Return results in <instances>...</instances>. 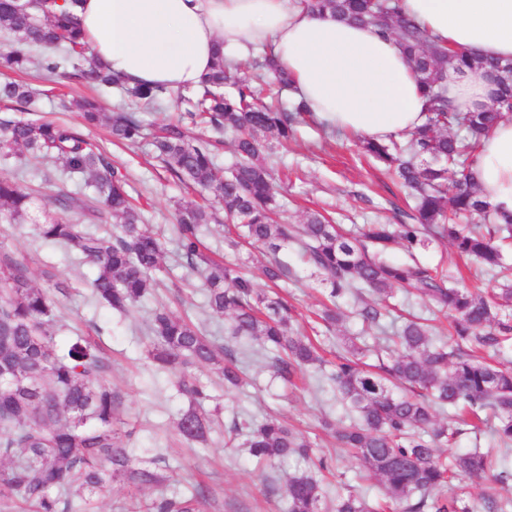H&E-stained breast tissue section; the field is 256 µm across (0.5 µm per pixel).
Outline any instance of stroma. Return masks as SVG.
Listing matches in <instances>:
<instances>
[{
    "mask_svg": "<svg viewBox=\"0 0 512 512\" xmlns=\"http://www.w3.org/2000/svg\"><path fill=\"white\" fill-rule=\"evenodd\" d=\"M20 78L38 91L27 118L80 125V118L68 104L90 95L87 85L74 79L46 77L35 60ZM84 133L127 172L128 191L140 201L146 223L165 227L174 223L178 208L199 202L193 189L175 181L165 170L149 140L133 146L113 144L103 123L85 128ZM268 163L286 220L291 224L302 223L308 212L318 210L332 216L344 229L356 230L376 222L396 223L412 206L386 169L359 152L354 134L322 126L316 120L298 125L287 151L272 155ZM0 169L37 191L38 218L60 216L51 197L64 181L60 164L22 165L0 156ZM4 253L25 261L33 285L49 288L61 282L68 286V293L57 299L60 335L87 336L107 353L112 362L108 379L123 401L120 418L122 431L129 434L126 445L139 458L158 459L171 477L170 490L186 493L194 484L204 483L212 492L206 512H282L281 496L288 476L305 469L303 460L292 457L281 465L262 468L248 458L244 437L229 440L214 434L206 443L190 446L176 430L178 416L187 410L189 402L176 391L172 376L157 369L152 361L147 330L152 310L158 302H167L176 315L201 323L215 342L224 344L229 340L225 319L205 314L201 282L179 258L174 241L164 244L162 263L166 272L156 295L137 303L122 316L112 314L93 297V268L76 253L44 241L30 222L0 223V254ZM278 257L289 271L284 296L297 310L299 330L310 333L315 325L314 313L324 302L326 290L317 273L300 262L295 247H285ZM412 257L450 277H464L468 287L490 285L488 276L471 277L467 260L448 242L435 241L412 253L399 247L390 255L396 262ZM358 306L353 295L340 299L343 319L333 330L334 342L323 355V367L308 369L295 385L288 386L274 378L268 368V351L253 340L233 343L245 372L240 389L225 392L208 369L197 372L212 395L206 410L218 411L224 423L237 418L259 422L273 415L312 442L315 457L330 464L329 469L315 473L325 488L322 512H332L341 494L359 495L372 503L383 498L376 481L361 479L357 461L321 426L326 418L339 424L350 421L328 375L338 355L346 350V337L356 335L361 328L355 314Z\"/></svg>",
    "mask_w": 512,
    "mask_h": 512,
    "instance_id": "1",
    "label": "stroma"
}]
</instances>
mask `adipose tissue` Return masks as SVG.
Wrapping results in <instances>:
<instances>
[{
	"label": "adipose tissue",
	"mask_w": 512,
	"mask_h": 512,
	"mask_svg": "<svg viewBox=\"0 0 512 512\" xmlns=\"http://www.w3.org/2000/svg\"><path fill=\"white\" fill-rule=\"evenodd\" d=\"M438 41L512 60V0H402ZM81 26L99 58L130 86L194 90L217 49L271 47L292 92L327 126L383 142L425 120L426 100L394 39L370 25L310 13L304 0H82ZM458 111L491 105L486 79L449 69ZM484 199L512 213V120H500L473 167Z\"/></svg>",
	"instance_id": "obj_1"
}]
</instances>
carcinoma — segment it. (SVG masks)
Returning <instances> with one entry per match:
<instances>
[{
  "label": "carcinoma",
  "mask_w": 512,
  "mask_h": 512,
  "mask_svg": "<svg viewBox=\"0 0 512 512\" xmlns=\"http://www.w3.org/2000/svg\"><path fill=\"white\" fill-rule=\"evenodd\" d=\"M80 0H0V30L12 45L0 51V74L24 69L33 51L43 56L48 76L85 81L99 89L117 87L137 108L105 116L94 99L70 102L83 122L108 121L117 141L143 138L142 110L159 107L163 88L127 87L92 51L81 28ZM311 12L333 13L348 21L377 27L396 38L427 99L425 121L404 140L361 141L364 152L384 163L415 199L409 222L367 224L357 235L341 232L320 213L302 224L277 220L283 209L272 182L267 156L274 149L268 135L283 146L303 116L304 101L287 108L258 103V88L223 54L203 79L198 94L183 99L178 118L162 126L152 146L165 169L181 183L200 188L221 204L226 220L236 224L225 247L238 250L248 240L275 255L287 244L301 250L303 262L320 275L336 299L361 288L374 296L358 315L363 325L386 332L382 319L396 290L452 317L455 347L433 336L432 327L411 320L392 330L397 354L372 370L359 362L362 347L350 342L328 380L357 420L336 430V438L359 465L377 480L395 512H470L451 487L458 478H491L484 496L485 512H508L512 484L506 472H493L488 455L477 450L443 456L458 434L436 419L446 407H460L473 417L489 409L498 419L500 443L512 444V367L492 364L483 354L512 344V285L482 292L449 287L443 278L417 263L383 259L394 245L413 250L429 239L448 241L462 256L496 277L504 272L502 243L512 240V216H500L479 198L472 168L483 140L512 112V60L484 59L467 50L441 46L401 0H307ZM495 84V105L481 112H456L448 105V66ZM255 69L290 87L288 74L272 55L254 61ZM33 92L16 82L0 83V99L27 110ZM205 126L234 136L235 161L221 170L215 162L218 139L194 138ZM0 151L19 161L53 159L68 177H86L92 194L64 192L56 201L98 224L88 230L63 218L36 224L39 235L59 242L97 269L91 282L96 300L116 314L152 295L162 272L163 242L144 223L141 209L127 190L128 175L78 129L50 121L0 118ZM33 191L8 173L0 174V220L15 224L32 210ZM215 220L204 205L178 212L171 233L185 264L201 279L206 308L229 316L231 338L257 339L275 351L270 362L276 376L289 382L299 372L322 363L318 347L294 331L295 310L281 297L256 292L239 264H221L201 249V236ZM273 284L288 280V266L276 259L263 269ZM66 288H38L28 267L7 259L0 263V507L17 501L34 512H98L99 499L114 479H123L132 500L131 512H204L210 490L196 485L189 494H169L167 476L155 462L137 460L120 443L114 424L121 401L105 376L111 370L101 346L83 336H56V295ZM151 354L174 377L178 393L190 406L177 422L189 445L205 442L214 420L204 409L211 395L194 373L200 366L217 371L224 389L242 386V371L232 346H218L203 327L174 316L164 307L152 313ZM248 429L249 455L273 464L289 456L311 459L312 444L270 416L252 427L237 421L236 436ZM144 490L153 497L142 500ZM321 482L308 471L288 478L283 512H321ZM335 512H373L370 503L353 494L336 497Z\"/></svg>",
  "instance_id": "obj_1"
}]
</instances>
